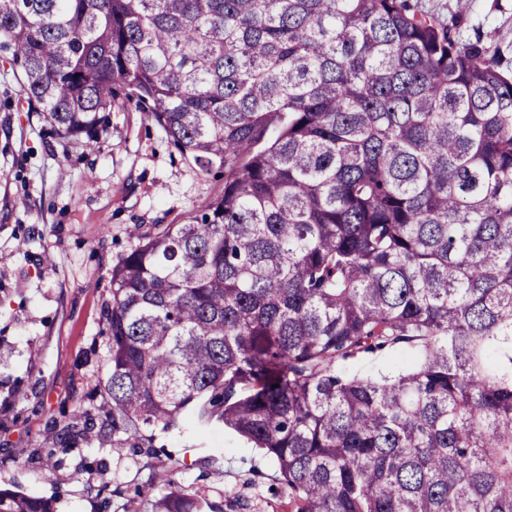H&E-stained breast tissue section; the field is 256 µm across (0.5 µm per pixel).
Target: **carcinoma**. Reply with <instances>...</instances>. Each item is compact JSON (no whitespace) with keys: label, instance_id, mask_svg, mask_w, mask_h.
Here are the masks:
<instances>
[{"label":"carcinoma","instance_id":"1","mask_svg":"<svg viewBox=\"0 0 512 512\" xmlns=\"http://www.w3.org/2000/svg\"><path fill=\"white\" fill-rule=\"evenodd\" d=\"M22 94L89 145L136 101L224 192L112 267L135 458L220 425L292 512H512V68L411 0H0ZM395 375L341 363L404 348ZM154 475L145 512H217ZM0 512H57L0 489Z\"/></svg>","mask_w":512,"mask_h":512}]
</instances>
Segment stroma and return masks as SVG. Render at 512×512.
<instances>
[{
	"instance_id": "stroma-1",
	"label": "stroma",
	"mask_w": 512,
	"mask_h": 512,
	"mask_svg": "<svg viewBox=\"0 0 512 512\" xmlns=\"http://www.w3.org/2000/svg\"><path fill=\"white\" fill-rule=\"evenodd\" d=\"M413 2L512 61V0ZM223 189V171L201 173L132 105L112 108L92 145L59 138L29 111L0 51V488L55 498L58 512H102L103 502L122 504L176 458V480L215 504L230 491L249 512H289L287 498L272 493L274 462L220 429L191 447L158 436L164 452L135 462L96 427L67 452L46 455L106 377L101 329L113 266L137 234L184 223ZM211 455L224 458L221 479L202 476Z\"/></svg>"
}]
</instances>
